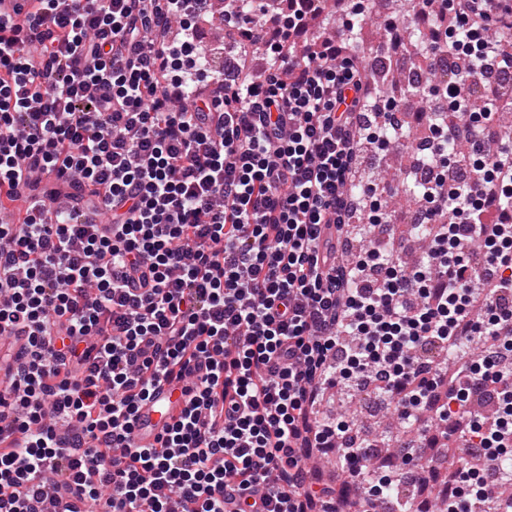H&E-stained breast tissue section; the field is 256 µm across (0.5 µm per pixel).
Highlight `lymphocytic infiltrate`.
<instances>
[{"label":"lymphocytic infiltrate","instance_id":"1","mask_svg":"<svg viewBox=\"0 0 512 512\" xmlns=\"http://www.w3.org/2000/svg\"><path fill=\"white\" fill-rule=\"evenodd\" d=\"M38 0L0 16V512H342L376 474L352 426L324 423L325 386L357 383L418 422L401 470L426 485L423 450L461 435L443 512L493 503L512 448V147L481 149L483 77L512 30V0H410L448 19L425 47L444 98L415 113L434 137L417 263L377 189L352 193L359 154L407 142L398 100L369 93L354 24L294 54L327 0ZM215 45L197 40L210 14ZM505 35L491 37V27ZM374 113V126L363 122ZM369 239L345 262L353 212ZM498 271L488 282L480 269ZM189 399L156 446L134 444L158 386ZM494 391L493 421L469 417ZM338 451L341 489L314 481Z\"/></svg>","mask_w":512,"mask_h":512}]
</instances>
